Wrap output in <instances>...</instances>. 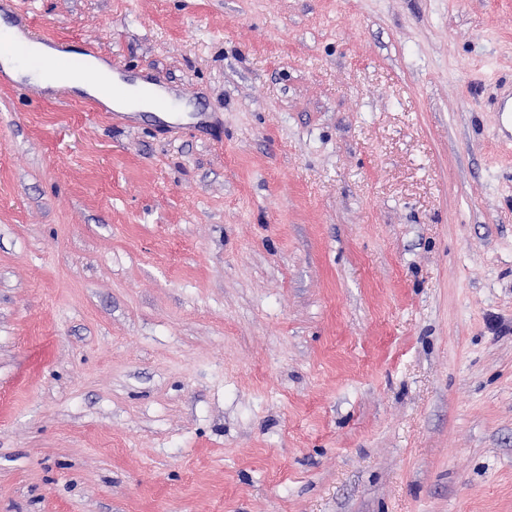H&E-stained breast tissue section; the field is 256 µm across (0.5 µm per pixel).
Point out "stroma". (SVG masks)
<instances>
[{
    "label": "stroma",
    "instance_id": "stroma-1",
    "mask_svg": "<svg viewBox=\"0 0 512 512\" xmlns=\"http://www.w3.org/2000/svg\"><path fill=\"white\" fill-rule=\"evenodd\" d=\"M189 88L0 82V512H512V0H19ZM96 67L99 71V75L102 76V79L108 81L114 86L121 87L124 90V95H120V91L116 87H108L107 85L102 86V93L104 95L118 96L117 98H104L101 96L99 87L97 84H90L84 81V79H73L68 87L71 89H78L86 92L87 94L94 96L101 100L104 104L109 107H112V99L116 100L118 103L127 104H137L140 106L141 110H149L151 109V98L146 95L144 92L145 88H150L154 94H164L169 95L165 89L156 87L144 80L137 79L135 83H127L123 81L119 76H112V72L103 62H96Z\"/></svg>",
    "mask_w": 512,
    "mask_h": 512
}]
</instances>
